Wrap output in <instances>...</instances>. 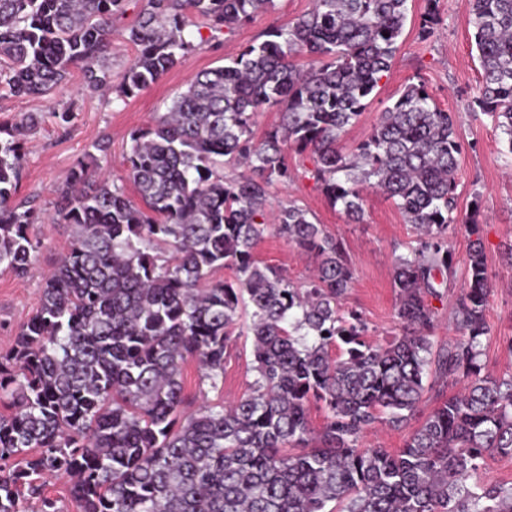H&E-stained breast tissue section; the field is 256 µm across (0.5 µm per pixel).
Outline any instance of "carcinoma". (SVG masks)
Listing matches in <instances>:
<instances>
[{
  "instance_id": "1",
  "label": "carcinoma",
  "mask_w": 512,
  "mask_h": 512,
  "mask_svg": "<svg viewBox=\"0 0 512 512\" xmlns=\"http://www.w3.org/2000/svg\"><path fill=\"white\" fill-rule=\"evenodd\" d=\"M408 0H314L295 22L197 75L168 112L131 132L127 176L142 205L81 164L57 187L58 221L74 227L41 304L0 354V512H62L49 477L71 479L81 512H512V483L467 480L486 454L512 456V373H483L491 278L479 204L454 319L462 338L434 347L432 300L455 270L448 226L458 223L462 144L451 113L422 83L405 85L365 139L339 146L389 73ZM419 36L438 23L435 4ZM122 0H0V89L43 95L72 67L111 89L103 64ZM481 83L474 107L512 155V0H470ZM130 28L138 54L119 87L128 98L197 48L196 14L231 31L274 0H148ZM309 59L307 67L295 63ZM266 106L280 123L256 143ZM310 151L314 176L351 222L362 192L393 200L415 232L397 259L402 335L366 341L361 313L341 309L354 277L342 243L294 203L268 217L269 187L292 173L285 150ZM247 165L226 180L220 159ZM19 139L0 138V270L22 278L38 241L34 210L12 205L22 174ZM313 256L297 286L260 263L269 232ZM219 269L229 272L215 280ZM252 308L254 371L229 406L188 413L183 368L224 378L241 308ZM338 350L332 354V350ZM462 379L393 454L359 441L374 424L399 429L422 401L424 379ZM327 423L316 433L309 404ZM332 508H327L328 504Z\"/></svg>"
}]
</instances>
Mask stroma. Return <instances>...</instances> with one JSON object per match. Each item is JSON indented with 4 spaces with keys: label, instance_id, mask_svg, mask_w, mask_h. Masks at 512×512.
<instances>
[{
    "label": "stroma",
    "instance_id": "35a3bbf8",
    "mask_svg": "<svg viewBox=\"0 0 512 512\" xmlns=\"http://www.w3.org/2000/svg\"><path fill=\"white\" fill-rule=\"evenodd\" d=\"M146 6L147 0H124L121 12L112 20L107 63L113 82L122 80L137 55L127 33ZM407 6L408 17L392 68L359 120L343 134L340 145L349 150L362 141L380 113L410 82L423 83L435 103L452 113L463 151L458 170L459 222L449 227L448 244L457 263H464L470 241L465 223L472 206H479V236L494 285L486 311L490 334L483 341L482 363L487 372L502 375L512 372V352L507 349L512 340V261L507 258L512 249V155L491 119L472 109L481 70L471 40L469 0H437L436 32L425 41L419 37L418 26L427 0H408ZM311 7L312 0H275L274 8L231 32L211 30L203 19H196L203 40L200 48L185 54L176 67L131 98L85 88L82 73L76 68L71 69L66 84L42 96L14 97L0 92V127L19 128L23 143V171L16 198L32 200L42 216L34 226L39 245L31 254L26 276L0 272V353L12 347L20 327L35 313L47 274L66 254L73 238L71 226L47 221L57 209L56 185L79 161L90 159L128 199L139 202L124 165L131 132L152 124L197 73L224 65L242 47L263 41L267 31L294 22ZM61 112L70 113L69 123H59L57 115ZM30 113L38 117V125L31 130L21 129L23 118ZM287 160L294 179L273 183L268 210L297 202L309 211L315 223L342 242L355 267L344 304L362 313L372 342L386 344L401 332L395 318L399 299L393 284L394 269L397 256L406 254L414 237L412 225L391 200L372 188L362 193L361 222H349L340 208L331 205L316 180L312 154L291 147ZM254 255L296 284L303 282L315 266L311 255L272 233L257 244ZM461 289V275L451 276L442 298L432 302L436 312L435 343L444 344L460 336L448 316ZM252 366V339L239 337L225 355L223 382L212 385L192 360L183 370L184 392L198 406L232 402L253 381ZM464 386L461 380L428 379L420 409L408 426L398 430L377 427L363 439V447L399 451L432 409Z\"/></svg>",
    "mask_w": 512,
    "mask_h": 512
}]
</instances>
